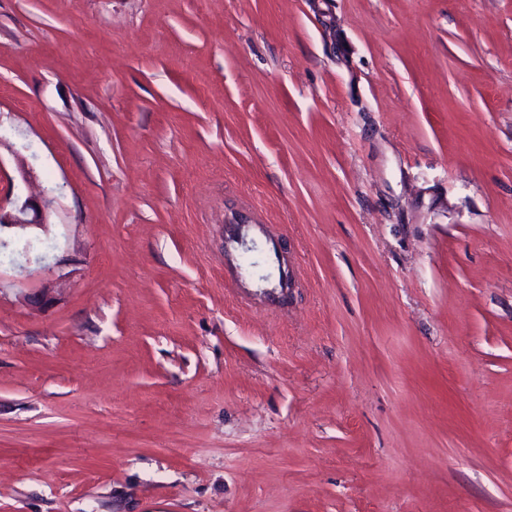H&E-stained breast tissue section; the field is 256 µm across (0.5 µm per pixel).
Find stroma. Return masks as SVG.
I'll list each match as a JSON object with an SVG mask.
<instances>
[{
  "mask_svg": "<svg viewBox=\"0 0 512 512\" xmlns=\"http://www.w3.org/2000/svg\"><path fill=\"white\" fill-rule=\"evenodd\" d=\"M29 196L0 512H512V0H0Z\"/></svg>",
  "mask_w": 512,
  "mask_h": 512,
  "instance_id": "35a3bbf8",
  "label": "stroma"
}]
</instances>
